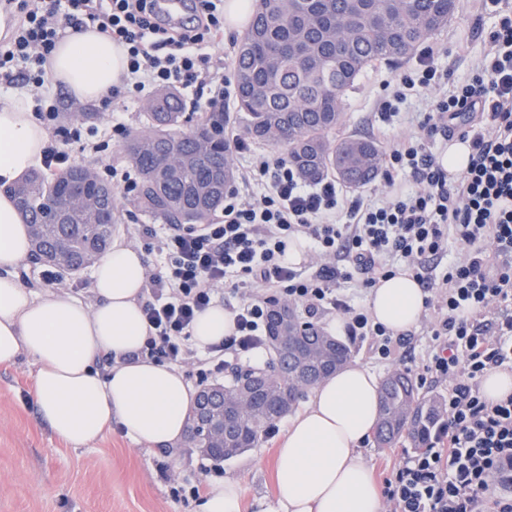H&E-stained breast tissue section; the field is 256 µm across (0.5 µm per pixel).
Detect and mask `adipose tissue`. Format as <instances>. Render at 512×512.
Segmentation results:
<instances>
[{
	"label": "adipose tissue",
	"instance_id": "obj_1",
	"mask_svg": "<svg viewBox=\"0 0 512 512\" xmlns=\"http://www.w3.org/2000/svg\"><path fill=\"white\" fill-rule=\"evenodd\" d=\"M124 48L91 27L60 40L48 61L54 82L82 101L106 105L126 73ZM47 131L25 97L0 103V364L32 358L38 413L62 442L84 445L120 427L131 441L163 451L178 445L195 391L173 365L140 357L148 334L142 311L146 264L142 251L113 240L95 266L96 301L87 307L68 293H40L21 285L17 271L31 255L26 220L10 189L41 163ZM416 279L399 274L370 288L374 321L401 333L426 313ZM233 317L213 304L195 321L198 347L232 333ZM108 354L107 374L95 368ZM380 380L354 361L312 388L290 418L277 450V512H384L359 449L379 414ZM243 488L212 481L197 512H239Z\"/></svg>",
	"mask_w": 512,
	"mask_h": 512
}]
</instances>
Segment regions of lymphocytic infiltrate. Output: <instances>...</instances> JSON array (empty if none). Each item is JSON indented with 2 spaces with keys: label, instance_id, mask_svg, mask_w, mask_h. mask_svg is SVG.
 Wrapping results in <instances>:
<instances>
[{
  "label": "lymphocytic infiltrate",
  "instance_id": "1",
  "mask_svg": "<svg viewBox=\"0 0 512 512\" xmlns=\"http://www.w3.org/2000/svg\"><path fill=\"white\" fill-rule=\"evenodd\" d=\"M157 0H0L11 26L0 37V77L45 82V64L65 31L95 26L126 48L127 72L113 95L144 97L161 88H195L206 105L222 111L227 88L206 69L199 48L224 26L223 0H195L185 25L162 17ZM444 78L432 48H423L414 71L376 104L381 127L396 123L406 91L431 90ZM60 107L37 109L56 140L41 163L66 165L67 144L95 156L102 146L94 128L64 127ZM418 135H398L384 152L386 195L350 194L333 179L302 181L290 163L252 156L240 187L224 193V216L211 224L145 227L139 237L164 254V272L149 275L142 309L148 336L141 356L196 368L199 382L224 374L225 357L260 352L267 344L271 305L288 302L313 317H340L346 336L367 344L382 362H406L407 334L373 321L341 298L337 286L408 272L433 310L429 349L418 375L444 383L448 394L433 438L408 454L384 482L392 512H512V493L493 484L512 469V394L498 401L481 393L483 377L512 367V13L500 14L471 77L437 99L418 122ZM458 139L469 161L449 177L433 152L436 142ZM263 187L251 193L252 184ZM312 241L310 274L288 265V241ZM461 256L447 262L448 243ZM446 261L440 277L431 265ZM251 285L232 307L234 332L199 355L191 344L197 315L215 303L227 278Z\"/></svg>",
  "mask_w": 512,
  "mask_h": 512
}]
</instances>
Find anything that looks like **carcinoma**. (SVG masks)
I'll return each mask as SVG.
<instances>
[{
    "mask_svg": "<svg viewBox=\"0 0 512 512\" xmlns=\"http://www.w3.org/2000/svg\"><path fill=\"white\" fill-rule=\"evenodd\" d=\"M253 16L239 37L234 62L237 111L244 113V136L285 150L299 175L315 182L328 176L358 187L378 175L383 154L375 142L335 136L347 93L360 74L381 63L415 56L421 45L448 27L458 0H253ZM185 105L169 88L149 100L144 129L127 143L124 155L138 174L132 205L164 224H205L224 202L234 177L225 114L210 112L192 133L178 128ZM88 172L72 166L49 176L33 172L14 186L26 213L32 255L41 263L77 273L111 244L114 193L96 197L81 211L68 210L63 186ZM265 371L244 370L222 386L231 394L245 381L255 384L248 408L224 410L225 447L207 456L221 461L257 444L260 435L286 414L308 382L345 365L350 346L311 325L299 350L272 348ZM294 383L291 398L276 393ZM441 400L425 398L403 370L389 374L380 388L375 442L392 447L402 436L422 448L441 419ZM211 422L187 428L194 448L207 446Z\"/></svg>",
    "mask_w": 512,
    "mask_h": 512,
    "instance_id": "carcinoma-1",
    "label": "carcinoma"
}]
</instances>
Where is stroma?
Segmentation results:
<instances>
[{"label":"stroma","instance_id":"obj_1","mask_svg":"<svg viewBox=\"0 0 512 512\" xmlns=\"http://www.w3.org/2000/svg\"><path fill=\"white\" fill-rule=\"evenodd\" d=\"M495 21L492 11L479 13L471 0H459L456 17L430 39L449 84L471 75L484 49L485 32ZM414 65L410 59L366 69L346 100L340 134L387 146L390 136L373 128L371 114L377 100L390 93L400 75ZM17 94L25 95L32 106L49 97L60 100L63 111L94 113L90 125L102 136L110 137L116 120L132 134L143 126L142 102L137 98L116 97L110 107L102 108L74 99L50 79L39 88L0 79V100ZM18 275L21 284L32 290H64L85 305L95 302L92 267L76 275H62L52 284L46 279L44 265L29 260ZM36 371L33 359L27 357L0 366V512H195V502L176 500L173 487H206L226 477L238 480L244 489L240 512H275L274 460L287 418L275 421L273 434L262 436L256 447L224 461L209 459L186 443L162 453L148 450L117 429L90 444L67 445L38 416L33 399ZM412 449L405 437L391 448L377 447L369 439L362 454L380 485Z\"/></svg>","mask_w":512,"mask_h":512}]
</instances>
